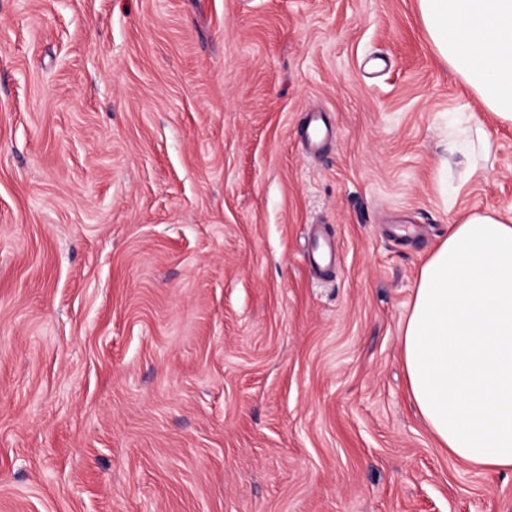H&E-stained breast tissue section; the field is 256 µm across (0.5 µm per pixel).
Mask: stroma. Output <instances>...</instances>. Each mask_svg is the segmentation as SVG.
<instances>
[{
  "label": "stroma",
  "instance_id": "obj_1",
  "mask_svg": "<svg viewBox=\"0 0 512 512\" xmlns=\"http://www.w3.org/2000/svg\"><path fill=\"white\" fill-rule=\"evenodd\" d=\"M511 205L417 0H0V512H512L400 343L449 226ZM492 143L479 120L472 118L464 126L451 127L448 132V153L476 154L488 158Z\"/></svg>",
  "mask_w": 512,
  "mask_h": 512
}]
</instances>
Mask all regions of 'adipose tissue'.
I'll return each mask as SVG.
<instances>
[{
  "label": "adipose tissue",
  "mask_w": 512,
  "mask_h": 512,
  "mask_svg": "<svg viewBox=\"0 0 512 512\" xmlns=\"http://www.w3.org/2000/svg\"><path fill=\"white\" fill-rule=\"evenodd\" d=\"M439 56L483 108L512 125V0H418ZM449 153L489 157L480 121ZM412 405L449 454L512 471V208L451 225L422 265L401 335Z\"/></svg>",
  "instance_id": "obj_1"
}]
</instances>
